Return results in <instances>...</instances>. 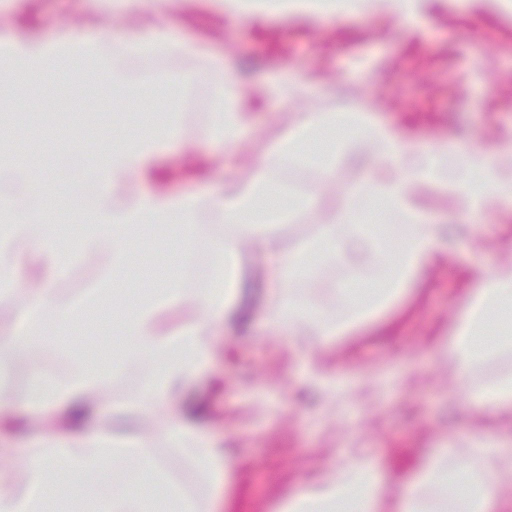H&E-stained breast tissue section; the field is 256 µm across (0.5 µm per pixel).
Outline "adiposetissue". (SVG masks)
Here are the masks:
<instances>
[{"instance_id": "ef3b65f1", "label": "adipose tissue", "mask_w": 512, "mask_h": 512, "mask_svg": "<svg viewBox=\"0 0 512 512\" xmlns=\"http://www.w3.org/2000/svg\"><path fill=\"white\" fill-rule=\"evenodd\" d=\"M374 1L396 18L415 13V0H223V7L229 20L241 22L273 11L325 18L360 14ZM74 43L69 36L53 42L35 37L0 38V84L33 85L48 68H63ZM91 45L98 71L118 88L128 78L129 57L192 51L188 44L160 35L128 40L109 50L96 39ZM207 63L224 72V84L215 90L218 110L209 135L225 148L244 152L247 108L237 65L218 57L208 58ZM336 128L348 129L349 135L338 143L336 155L320 160L326 170L340 155L361 162L358 179L336 211L337 222L352 225L353 233L340 238L328 228L293 251L282 249L274 229L290 220L291 207L303 209L316 200L303 197L292 203L287 193L271 191L267 167L253 169L248 179L225 185L218 195L171 197L136 189V180L157 168L165 145L176 138L173 129L163 136L147 130L112 139L105 153L88 156L78 176L63 183L50 207L44 203L46 191L40 177L0 158V304H7L16 284V261L21 255H33L56 283L76 260L101 259L102 285L108 288L116 278L134 272L129 251L133 230L145 225L173 230L179 255L187 261L199 232L200 210L210 207L221 212L236 233L218 247L209 282L189 296L179 288L165 289L115 322L123 338L124 358L153 367L134 404L148 418L161 406L176 410L180 388L207 358L210 329L225 318L237 294L242 241L260 242L271 257L268 275L274 287L268 312L273 329L292 342H328L385 310L435 258L443 227L433 213L416 206L414 199L421 187L449 188L460 199V216L466 220L505 203L512 205L511 147L489 149L478 160L470 157L465 146L445 141L414 147L363 99L338 112L289 113L287 129L268 155L296 166L309 163L315 158L309 145L320 143L325 132ZM19 188L32 198L30 208H17L15 191ZM378 209L402 216L411 227L409 236L396 241L379 226L358 223L360 213ZM73 212L83 216L75 248L63 244L58 228L64 216ZM315 257L369 268L380 287L363 298L353 297L350 288H341V306L335 316H328L311 295L290 286L292 280L310 272ZM175 301L189 306L190 314L182 328L172 332L162 327L159 312ZM495 318L512 319L511 266L480 274L469 291L448 342V360L459 376H466L498 350L512 347V330L492 333L490 322ZM107 385V373L86 358L76 359L63 381L34 373L27 400L33 415L65 412L74 429L67 434L42 431L35 436L20 461L29 472L25 493H15L9 474L0 470V512H44L50 478L58 469L90 487L104 484L112 461L129 454L141 459L143 470H151V450L146 443L118 440L102 430H82L90 401ZM470 402L478 412L512 417V375L477 388ZM166 436L201 469L212 475L218 472L219 453L207 438L179 423ZM505 456L502 441L492 437L472 439L466 459H455L451 446H441L420 459L402 481L394 512H435L436 502L457 496L463 499V512H512V505L499 498L501 486L512 482V466L505 465ZM387 494V485L374 466L357 462L327 469L289 496L282 512H380ZM104 512H195V507L176 488L151 499L140 484L132 483L110 497Z\"/></svg>"}]
</instances>
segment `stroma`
<instances>
[{
  "mask_svg": "<svg viewBox=\"0 0 512 512\" xmlns=\"http://www.w3.org/2000/svg\"><path fill=\"white\" fill-rule=\"evenodd\" d=\"M165 8V35L194 43L195 53L133 60L120 94L93 78L94 60L87 55L43 76L44 95L62 89L79 103L70 122L81 133L67 144H60L50 119L33 113L28 87L0 92V104L29 116L24 137L12 127L0 135L13 145L18 163L28 166L33 156H42L39 169L48 191L61 186L65 172L47 164V157L78 161L106 151L108 142L96 136V128L136 131L134 118L162 78L188 71L197 74L185 91L194 108L178 119L181 135L160 161L172 174L168 191L210 193L247 175L244 155L225 151L223 143L208 136L214 89L224 79L222 72L202 68L203 59L213 54L253 64L243 90L255 105L245 137L248 155L256 158L266 157L280 137L287 113L335 112L356 99L370 101L382 118L418 144L463 141L481 152L512 140V9L500 0H420L408 21L379 13L337 19L272 14L231 25L218 0H167ZM96 12V0H0V34L95 39L104 30L119 39L155 30L151 16L131 18L121 12L107 13L103 28L87 26ZM284 64L314 81V88L298 96L257 98V89ZM359 168V162L339 160L334 178L325 181L313 167L273 166L280 187L292 194L316 193L322 200L319 208L281 228L287 246L313 239L321 225L330 223ZM200 223L193 260L209 269L228 226L209 210L201 213ZM476 223L480 233L474 238L449 226L438 261L405 297L311 353L271 332L268 257L261 250L244 254L237 316L214 326L212 353L181 394L184 403L204 408V416L192 424L224 448L230 460L227 481L213 480L173 446L165 433V410L146 423L118 410V403L139 395L148 365L126 364L114 372L110 398L94 404L90 426L148 435L156 472L176 485L197 512H278L302 482L357 458L375 463L391 494H398L401 478L439 443L462 449L467 437L507 432L506 425L473 415L467 392L512 374V351L492 356L462 383L443 354L474 272L512 265V208L479 215ZM370 277L369 269L328 261L294 287L315 292L332 314L339 283ZM41 319L42 333L29 346L9 352V370L0 377V386L17 402L8 413L12 419L28 412L23 400L32 367L63 379L71 370L73 350H113L104 317L88 315L65 329L54 308L47 307ZM108 495L103 486L81 489L64 472L49 491L57 512H93V503Z\"/></svg>",
  "mask_w": 512,
  "mask_h": 512,
  "instance_id": "obj_1",
  "label": "stroma"
}]
</instances>
